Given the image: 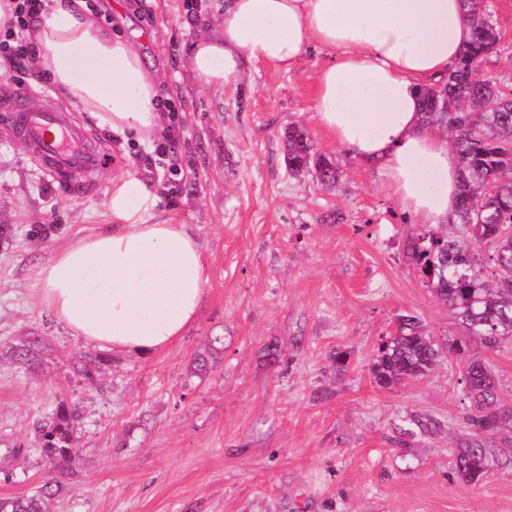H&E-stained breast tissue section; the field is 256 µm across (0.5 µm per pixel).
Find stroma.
<instances>
[{"label":"stroma","mask_w":512,"mask_h":512,"mask_svg":"<svg viewBox=\"0 0 512 512\" xmlns=\"http://www.w3.org/2000/svg\"><path fill=\"white\" fill-rule=\"evenodd\" d=\"M94 2L113 32L147 35L186 161L170 184L152 143L119 145L74 112L102 160L70 185L0 115V224L12 227L0 242V439L29 450L16 462L0 453L15 471L0 498L51 478L36 427L64 399L75 447L51 512H512V451L476 486L452 468L469 433L459 359L393 388L373 379L400 316L439 338L460 330L408 258L420 221L314 117L328 52L287 72L246 59L207 89L185 59L200 33L218 31L223 0ZM487 3L500 42L482 69L512 85V0ZM298 126L336 163L337 186L289 169L284 134ZM130 167L160 197L156 221L197 236L204 300L166 350L110 357L89 382L74 369L89 344L37 303L30 276L106 223L108 181ZM34 339L36 360L16 363L13 347Z\"/></svg>","instance_id":"35a3bbf8"}]
</instances>
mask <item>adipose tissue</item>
Instances as JSON below:
<instances>
[{"mask_svg": "<svg viewBox=\"0 0 512 512\" xmlns=\"http://www.w3.org/2000/svg\"><path fill=\"white\" fill-rule=\"evenodd\" d=\"M29 37L35 76L67 92L98 129L123 142L162 132V76L145 65L142 41L113 35L82 0H45ZM471 37L461 0H224L218 34L198 36L186 64L203 87L220 89L242 59L287 71L311 50H331L317 76L316 120L382 171L405 210L442 224L456 204L459 165L445 135L422 127L419 87L444 75ZM158 205L135 172L113 175L109 223L32 273L39 304L100 350L160 352L199 314L200 243L187 225L154 222Z\"/></svg>", "mask_w": 512, "mask_h": 512, "instance_id": "adipose-tissue-1", "label": "adipose tissue"}]
</instances>
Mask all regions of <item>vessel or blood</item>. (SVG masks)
I'll return each mask as SVG.
<instances>
[{
  "mask_svg": "<svg viewBox=\"0 0 512 512\" xmlns=\"http://www.w3.org/2000/svg\"><path fill=\"white\" fill-rule=\"evenodd\" d=\"M20 141L41 159L56 179L72 177L96 167L98 154L69 124L64 110L31 97L0 101Z\"/></svg>",
  "mask_w": 512,
  "mask_h": 512,
  "instance_id": "1",
  "label": "vessel or blood"
}]
</instances>
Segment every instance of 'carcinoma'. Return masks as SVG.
Instances as JSON below:
<instances>
[{
	"label": "carcinoma",
	"instance_id": "carcinoma-1",
	"mask_svg": "<svg viewBox=\"0 0 512 512\" xmlns=\"http://www.w3.org/2000/svg\"><path fill=\"white\" fill-rule=\"evenodd\" d=\"M474 23L472 39L448 74L419 91L422 125L450 132L459 164L456 222L411 234L408 251L422 282L448 306L462 335L448 339V353L466 360L461 383L470 402V433L453 450V466L476 486L493 460L492 440L512 439V405L498 393L490 365L482 355L512 340V87L493 77L475 84L470 75L500 41L485 0H462ZM439 86V94L431 88ZM285 161L295 170L314 168L321 182L334 187L339 172L318 154L304 129L284 134ZM441 345L413 316L399 317L395 335L374 356L372 374L381 387L422 379L437 365ZM100 356L83 357L77 373L94 379ZM74 408L64 400L39 430L37 448L56 477L32 495L0 498V512H48V501L63 488L73 452L69 422Z\"/></svg>",
	"mask_w": 512,
	"mask_h": 512
}]
</instances>
